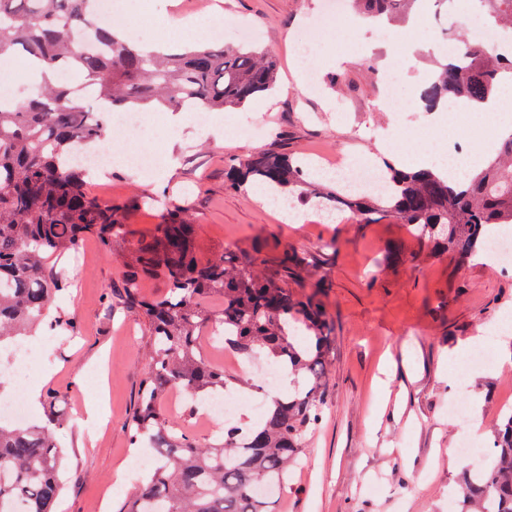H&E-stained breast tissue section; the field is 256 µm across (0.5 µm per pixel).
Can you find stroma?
<instances>
[{
	"label": "stroma",
	"mask_w": 512,
	"mask_h": 512,
	"mask_svg": "<svg viewBox=\"0 0 512 512\" xmlns=\"http://www.w3.org/2000/svg\"><path fill=\"white\" fill-rule=\"evenodd\" d=\"M327 0H127L122 22L132 42L154 45L153 24L174 28L190 6L198 41L225 19L224 43L247 23L278 63L276 88L240 109L215 114L209 126L185 115L177 131L156 110L147 129L127 133L130 145L157 152L154 181L114 166L92 193L115 202L138 200L128 217L131 239L148 234L172 206L190 210L201 259L257 256L269 261L289 245L312 260L311 280L328 283L323 301L333 327L322 420L309 436L287 491L271 512H448V491L466 465H449L457 429L448 402L478 409L483 437L512 408V335L498 338L496 366L463 371L457 347L479 327L512 314V272L492 262L436 256L407 225L387 218L362 224L351 211L323 221L312 199L297 201V223L249 188L227 187L229 159L274 150L348 162H385L380 143L423 141L430 157L456 147L478 149L482 136L512 120V86L501 85L499 111L466 112L428 126L419 92L439 58V38H455L463 15L435 7L407 26L350 32L317 26ZM325 81L305 88L307 68ZM395 80L402 112L385 111L386 81ZM82 263L64 260L68 289L54 310L74 318L76 336L57 332L42 352L33 382L0 380L7 394L56 393L63 422L53 437L64 453V489L56 512H112L143 474L147 448L130 445L127 420L138 398L149 329L136 312L109 309L124 267L97 239L79 247ZM389 372L388 388L377 379Z\"/></svg>",
	"instance_id": "1"
}]
</instances>
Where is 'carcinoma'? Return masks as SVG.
<instances>
[{
    "label": "carcinoma",
    "mask_w": 512,
    "mask_h": 512,
    "mask_svg": "<svg viewBox=\"0 0 512 512\" xmlns=\"http://www.w3.org/2000/svg\"><path fill=\"white\" fill-rule=\"evenodd\" d=\"M415 0H352L366 17L382 20ZM490 23L512 27V0H474ZM458 55L442 65L422 92L429 107L452 97L469 106L494 98L512 73V52L478 45L460 33ZM16 47L28 62L51 73L40 82L17 71L28 96L4 106L0 95V347L13 348L50 321L75 331L64 315L49 318L54 296L66 291L59 265L86 236L127 268L116 298L150 327L147 371L138 406L129 419L131 440L158 460L117 512H270V496L257 485L285 490L288 470L322 419L331 324L322 300L327 284L298 294L309 261L291 246L275 256L266 274L261 260L238 264L201 260L196 227L185 207L167 212L150 233L128 238V213L138 201L112 203L88 188L89 171L73 161L77 146L94 149L112 135L109 115L151 103L173 110L200 107L221 112L269 91L275 60L254 45L236 50L218 40L176 53L146 50L117 38L95 15L93 0H0V51ZM97 91V108L82 106L79 86ZM306 166L274 151L233 158L228 186L245 185L288 200L306 196L313 182ZM387 191L322 194L332 207H346L363 224L396 217L423 243L465 261L486 250L492 226L512 224V134L480 169L453 181L429 169L384 170ZM165 280V295L147 299L142 281ZM223 306L211 312L204 297ZM211 327L224 331V345L280 366L294 390L273 396L255 426L223 425L224 439L198 445L161 411L172 388L208 396L228 387L224 370L198 345ZM48 396L47 424L0 420V512H55L62 491L63 454L51 428L61 425ZM246 446H239L241 435ZM458 512H512V410L502 414L492 447L462 472L453 495Z\"/></svg>",
    "instance_id": "carcinoma-1"
}]
</instances>
